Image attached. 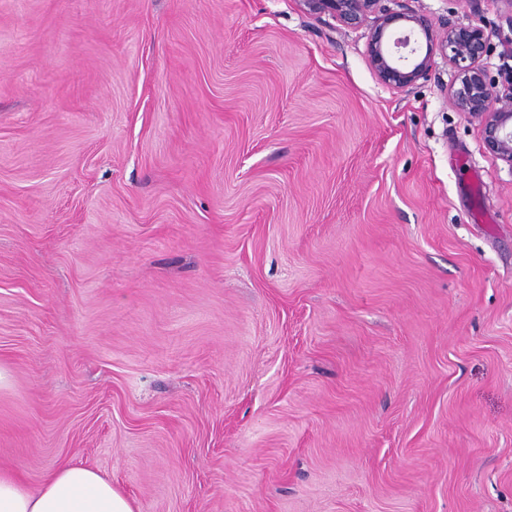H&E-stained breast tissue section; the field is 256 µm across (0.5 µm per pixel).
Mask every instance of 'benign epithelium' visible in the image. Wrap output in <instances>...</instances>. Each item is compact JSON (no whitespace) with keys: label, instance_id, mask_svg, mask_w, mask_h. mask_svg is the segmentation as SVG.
Wrapping results in <instances>:
<instances>
[{"label":"benign epithelium","instance_id":"7a95c632","mask_svg":"<svg viewBox=\"0 0 512 512\" xmlns=\"http://www.w3.org/2000/svg\"><path fill=\"white\" fill-rule=\"evenodd\" d=\"M311 13H328L345 26L355 27L373 18L367 58L379 81L404 89L431 70L436 52H441L456 78L448 88L454 108L477 121L489 153L512 168V77L501 85L488 78L483 65L489 35L477 24L445 25L433 29L429 20L406 8L394 11L382 0H302ZM420 32L426 49L419 54L411 35Z\"/></svg>","mask_w":512,"mask_h":512}]
</instances>
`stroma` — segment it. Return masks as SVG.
Returning <instances> with one entry per match:
<instances>
[{
  "label": "stroma",
  "mask_w": 512,
  "mask_h": 512,
  "mask_svg": "<svg viewBox=\"0 0 512 512\" xmlns=\"http://www.w3.org/2000/svg\"><path fill=\"white\" fill-rule=\"evenodd\" d=\"M484 26L512 0H405ZM302 0H0V469L138 512H512V167Z\"/></svg>",
  "instance_id": "stroma-1"
}]
</instances>
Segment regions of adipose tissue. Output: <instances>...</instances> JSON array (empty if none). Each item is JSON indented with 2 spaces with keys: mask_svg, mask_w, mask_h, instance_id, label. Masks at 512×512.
Returning <instances> with one entry per match:
<instances>
[{
  "mask_svg": "<svg viewBox=\"0 0 512 512\" xmlns=\"http://www.w3.org/2000/svg\"><path fill=\"white\" fill-rule=\"evenodd\" d=\"M0 512H137V507L95 470L64 465L35 490L18 472L0 471Z\"/></svg>",
  "mask_w": 512,
  "mask_h": 512,
  "instance_id": "1",
  "label": "adipose tissue"
}]
</instances>
